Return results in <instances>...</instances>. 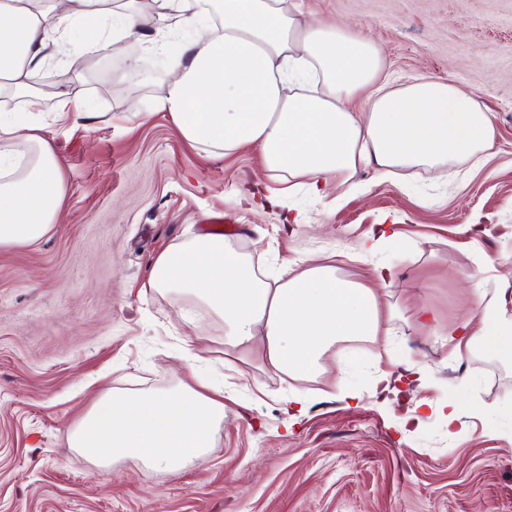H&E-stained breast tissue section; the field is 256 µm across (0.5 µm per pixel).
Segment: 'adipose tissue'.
Masks as SVG:
<instances>
[{"instance_id":"1","label":"adipose tissue","mask_w":512,"mask_h":512,"mask_svg":"<svg viewBox=\"0 0 512 512\" xmlns=\"http://www.w3.org/2000/svg\"><path fill=\"white\" fill-rule=\"evenodd\" d=\"M0 0V87L23 92L70 27L113 35L160 29L153 48L167 46L161 26L173 14L191 24L220 17V28L184 44L172 58L180 73L158 100L190 143L231 152L257 148L269 178L307 180L321 198L332 177L349 179L364 166L379 177L406 168L438 169L477 155L494 137L491 119L468 92L422 78L392 88L376 42L338 23L300 24L282 0ZM29 113L0 114V246L35 242L64 209L62 172L49 140ZM27 152H18L19 144ZM158 292L191 297L224 322L227 343H260L269 367L308 375L339 340L382 333L380 298L369 287L337 278L312 257L288 277L256 276L222 238L179 244L154 261L146 282ZM505 299L480 304L467 323L468 345L512 354ZM187 357L192 384L164 394L102 390L71 434L74 448L96 466L136 458L176 474L202 458L224 420V391Z\"/></svg>"}]
</instances>
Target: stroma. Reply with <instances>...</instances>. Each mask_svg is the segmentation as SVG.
Segmentation results:
<instances>
[{"mask_svg":"<svg viewBox=\"0 0 512 512\" xmlns=\"http://www.w3.org/2000/svg\"><path fill=\"white\" fill-rule=\"evenodd\" d=\"M299 22L340 21L382 49L392 86L430 76L472 93L495 127L489 148L446 171L332 182L319 200L280 182L258 151L186 141L153 110L164 78L124 73L147 52L151 26L123 35L113 74L92 32L68 35L47 78L72 73L68 112L37 120L60 163L64 213L42 239L0 247V512H512V356L456 352L476 311L468 276L484 259L488 293L512 297V0H287ZM241 190L247 200L234 202ZM214 216L237 226L225 244L258 275L319 255L337 278L381 298L391 339L336 344L309 376L269 369L224 343V324L173 292L137 295L151 264L201 238ZM391 266L388 284L373 277ZM211 359L224 421L203 461L178 476L137 459L97 469L71 430L105 388L162 393L191 375L181 354ZM419 362L424 372L404 374ZM393 378L382 391L380 378ZM345 379L356 399L333 386ZM306 399L291 415L284 399ZM456 405L465 429L448 438ZM419 420L405 424L411 408Z\"/></svg>","mask_w":512,"mask_h":512,"instance_id":"35a3bbf8","label":"stroma"}]
</instances>
